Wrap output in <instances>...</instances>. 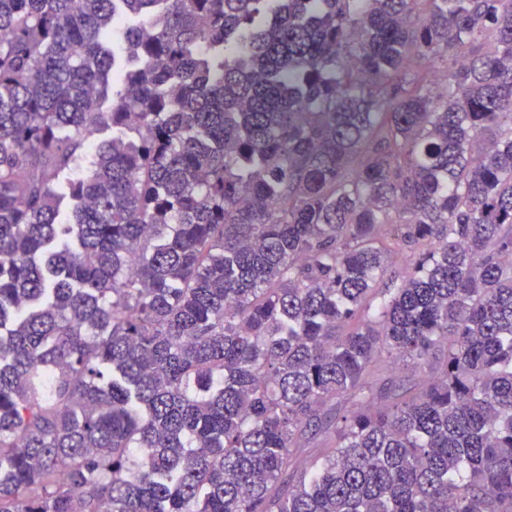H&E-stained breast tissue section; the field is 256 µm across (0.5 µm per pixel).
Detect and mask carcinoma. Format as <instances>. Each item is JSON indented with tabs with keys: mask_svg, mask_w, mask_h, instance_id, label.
Masks as SVG:
<instances>
[{
	"mask_svg": "<svg viewBox=\"0 0 512 512\" xmlns=\"http://www.w3.org/2000/svg\"><path fill=\"white\" fill-rule=\"evenodd\" d=\"M10 311L0 512H512V0H0Z\"/></svg>",
	"mask_w": 512,
	"mask_h": 512,
	"instance_id": "carcinoma-1",
	"label": "carcinoma"
}]
</instances>
